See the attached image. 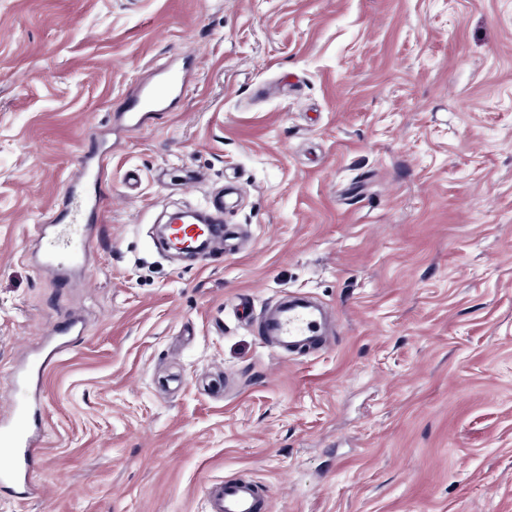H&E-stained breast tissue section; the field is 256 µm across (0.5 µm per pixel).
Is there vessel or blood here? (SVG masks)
I'll return each mask as SVG.
<instances>
[{"instance_id": "obj_1", "label": "vessel or blood", "mask_w": 512, "mask_h": 512, "mask_svg": "<svg viewBox=\"0 0 512 512\" xmlns=\"http://www.w3.org/2000/svg\"><path fill=\"white\" fill-rule=\"evenodd\" d=\"M183 80L166 71L154 72L140 84L128 100L126 112L133 124H140L145 113L162 111L174 98ZM102 155L84 157L70 182L67 196L41 226L35 258L46 270L64 274L78 264L93 245V223L100 199L94 189L106 170ZM211 213L203 224L190 218L169 224L173 239L210 238L221 243L223 234V198L211 201ZM264 342L284 357L302 349L323 350L333 341L319 307L305 298L280 302L257 322ZM47 364L36 358L14 368L10 375L11 397L0 410V493L16 499L39 496L40 488L33 472L41 453L43 430L37 391ZM266 493L253 482L227 478L206 488V512H264Z\"/></svg>"}]
</instances>
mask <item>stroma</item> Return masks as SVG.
<instances>
[{
	"label": "stroma",
	"instance_id": "35a3bbf8",
	"mask_svg": "<svg viewBox=\"0 0 512 512\" xmlns=\"http://www.w3.org/2000/svg\"><path fill=\"white\" fill-rule=\"evenodd\" d=\"M160 64L182 96L126 125ZM100 146L59 283L32 245ZM217 191L233 251L164 256ZM286 293L327 349L260 339ZM73 313L42 494L0 512H204L227 476L267 512H512V0H0V397Z\"/></svg>",
	"mask_w": 512,
	"mask_h": 512
}]
</instances>
